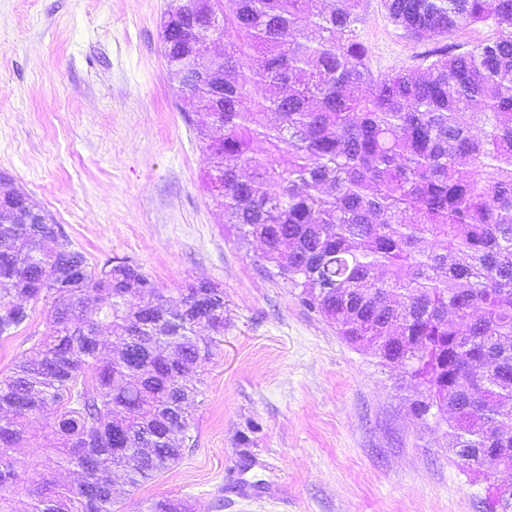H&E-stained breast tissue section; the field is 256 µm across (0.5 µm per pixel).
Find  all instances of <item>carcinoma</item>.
Wrapping results in <instances>:
<instances>
[{
  "label": "carcinoma",
  "mask_w": 512,
  "mask_h": 512,
  "mask_svg": "<svg viewBox=\"0 0 512 512\" xmlns=\"http://www.w3.org/2000/svg\"><path fill=\"white\" fill-rule=\"evenodd\" d=\"M412 40L489 24L493 37L445 44L388 72L362 38L369 0H169L162 44L180 91L206 112L196 136L205 184L238 236L298 297L425 387L465 471L490 448L512 468V0H381ZM241 37L226 39L229 31ZM220 86L198 83L191 55ZM266 155L252 154L256 141ZM0 203V339L44 299L49 329L0 377V512H120L192 441L189 376L224 333V289L190 283L172 308L127 258L96 273L52 216L12 189ZM121 345L99 357L98 328ZM53 407L58 445L19 487L24 422ZM81 480L62 487L56 475ZM121 470L118 483L114 472ZM490 512L512 485L490 484ZM141 512H188L161 497Z\"/></svg>",
  "instance_id": "1"
}]
</instances>
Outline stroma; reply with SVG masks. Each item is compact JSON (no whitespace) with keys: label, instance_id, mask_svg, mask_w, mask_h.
<instances>
[{"label":"stroma","instance_id":"1","mask_svg":"<svg viewBox=\"0 0 512 512\" xmlns=\"http://www.w3.org/2000/svg\"><path fill=\"white\" fill-rule=\"evenodd\" d=\"M167 3L0 0V192L30 193L91 267L135 260L170 304L191 282L224 290L194 442L124 512L163 496L190 512H484L488 483H512V471L465 474L445 425L412 409L424 388L347 343L262 261L258 240L220 223L195 138L206 116L163 54ZM364 38L382 71L429 47L375 6ZM29 312L0 340V376L53 319L43 300ZM29 430L28 486L56 445L44 419Z\"/></svg>","mask_w":512,"mask_h":512}]
</instances>
